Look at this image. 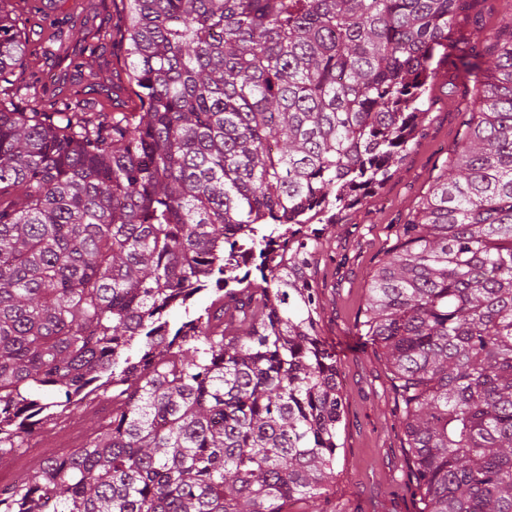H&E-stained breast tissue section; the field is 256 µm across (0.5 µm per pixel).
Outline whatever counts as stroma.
Here are the masks:
<instances>
[{
  "label": "stroma",
  "instance_id": "35a3bbf8",
  "mask_svg": "<svg viewBox=\"0 0 512 512\" xmlns=\"http://www.w3.org/2000/svg\"><path fill=\"white\" fill-rule=\"evenodd\" d=\"M28 2L27 54L15 69L18 86L45 107L76 93L93 111H120L129 93L111 41H103L98 49L99 81L93 86L69 69L67 59L52 53L55 42H67L78 13H85L92 28L111 29L118 18L117 4L113 0ZM509 22L512 0H465L453 31L459 41L474 42ZM474 100L471 82L453 68L441 69L430 88L424 132L395 174L323 234L312 279L321 299V336L339 358L346 423L335 484L327 495L303 503L297 512H418L421 506L409 482L410 456L383 351L365 342L360 324L372 275L396 244V225L412 215L443 161L458 147Z\"/></svg>",
  "mask_w": 512,
  "mask_h": 512
}]
</instances>
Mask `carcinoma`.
<instances>
[{"label":"carcinoma","instance_id":"1","mask_svg":"<svg viewBox=\"0 0 512 512\" xmlns=\"http://www.w3.org/2000/svg\"><path fill=\"white\" fill-rule=\"evenodd\" d=\"M22 2L0 0V459L56 408L109 394L112 416L0 512L328 491L345 399L311 282L323 225L394 175L448 63L475 89L464 144L396 225L363 336L420 512H512V26L454 39L463 0H120L131 109L46 112L11 79ZM103 37L72 29L77 73Z\"/></svg>","mask_w":512,"mask_h":512}]
</instances>
